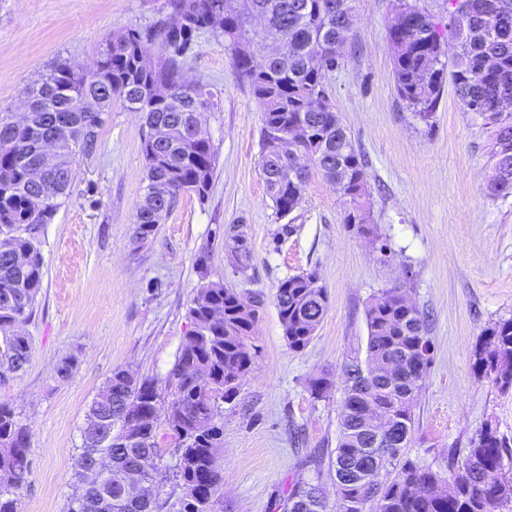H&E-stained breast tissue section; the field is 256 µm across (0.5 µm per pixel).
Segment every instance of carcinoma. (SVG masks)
Here are the masks:
<instances>
[{"instance_id":"obj_1","label":"carcinoma","mask_w":512,"mask_h":512,"mask_svg":"<svg viewBox=\"0 0 512 512\" xmlns=\"http://www.w3.org/2000/svg\"><path fill=\"white\" fill-rule=\"evenodd\" d=\"M354 0H168V13L145 27L120 31L99 52L96 71L61 59L26 90L23 121L0 112V379L29 361L30 338L17 329L27 320L42 288L40 233L70 196L77 156L96 152L100 129L120 100L142 114L147 134L144 194L136 206L137 237L144 240L174 208L180 195L208 193L216 161L212 136L198 125V109L219 111L202 84L188 94L183 64L201 34L224 43L235 70L262 108L263 150L258 165L276 215L288 217L302 199L311 175L336 187L344 222L365 231L371 192L363 152L342 124L324 80L338 67L340 47L355 25ZM397 21L389 28L395 87L415 117L433 118L443 86L452 81L465 112L492 129L491 196L512 194V0H448V25L412 0H396ZM459 52L448 59V44ZM150 44L160 46L146 59ZM96 95L102 112H83L79 102ZM306 127V135L292 133ZM61 142L58 169L33 177L42 141ZM307 158L293 171L292 157ZM232 264L245 270L251 253L237 225L224 230ZM208 254L196 259L199 286L188 307L194 330L186 336L161 397L157 382L123 366L92 401L88 416L111 419L98 445L80 430L67 512H157L158 433L166 424L173 441L168 472L182 496L176 512H212L224 482L217 451L224 435L220 402L236 396L251 362L247 339L265 304L245 301L232 288L209 279ZM316 273L281 281L273 302L288 347L304 349L327 307V292L312 286ZM366 356L349 365L364 373L358 393L343 398L331 464L344 512H496L512 503V477L503 474L508 448L492 424L472 437L458 470L444 476L409 458L401 445L413 427L414 380L425 374L430 345L423 314L399 288L365 311ZM473 367L502 390L512 388V318L488 327L476 345ZM400 362L390 383L379 372ZM137 415L140 438L127 435L129 413ZM110 458L101 484L87 479L96 458ZM131 472L149 485V498H122ZM31 474L29 429L15 409L0 402V512H18L21 490ZM285 512H328L317 484L295 486Z\"/></svg>"}]
</instances>
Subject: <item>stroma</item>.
Segmentation results:
<instances>
[{"label": "stroma", "mask_w": 512, "mask_h": 512, "mask_svg": "<svg viewBox=\"0 0 512 512\" xmlns=\"http://www.w3.org/2000/svg\"><path fill=\"white\" fill-rule=\"evenodd\" d=\"M354 8L345 57L326 86L367 161L376 241L345 224L338 193L318 176L288 219L277 218L258 169L260 107L223 44L207 35L184 71L221 100L220 111L204 115L217 148L208 195H181L137 239L145 129L139 113L113 101L97 151L77 157L70 197L40 234L43 283L22 326L30 359L0 382V400L31 434L20 512H66L80 428L113 368L165 381L191 329L203 250L214 279L266 299L248 341L249 370L221 408L224 483L214 512H280L298 482L320 484L329 512H339L329 456L344 365L365 356V308L390 288L405 289L424 314L431 346L406 455L447 472L450 454L464 456L488 422L512 448V389L477 374L472 356L485 329L512 317V194L487 193L490 132L462 111L449 82L432 125L415 118L392 73L394 0H355ZM166 12L167 0H0V112H19L25 87L57 59L93 64L114 33ZM228 224L240 225L251 250L246 271L225 251ZM309 271L328 310L310 344L294 351L272 298L281 280ZM66 358L74 374L62 382L56 367ZM317 377L330 382L320 398L309 389Z\"/></svg>", "instance_id": "35a3bbf8"}]
</instances>
